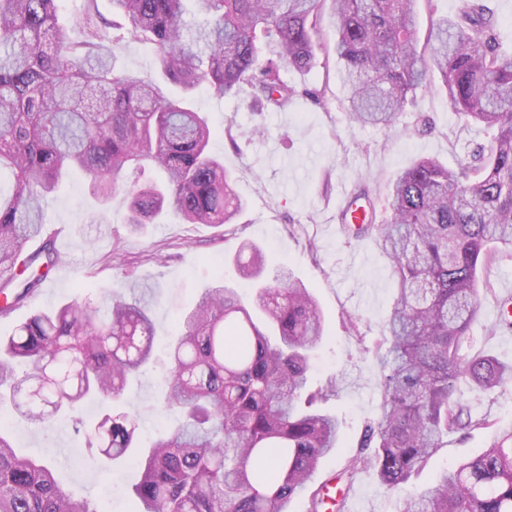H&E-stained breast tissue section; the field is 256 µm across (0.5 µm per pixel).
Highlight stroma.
<instances>
[{"label": "stroma", "mask_w": 512, "mask_h": 512, "mask_svg": "<svg viewBox=\"0 0 512 512\" xmlns=\"http://www.w3.org/2000/svg\"><path fill=\"white\" fill-rule=\"evenodd\" d=\"M319 31L312 69L281 71L298 90L287 108L261 107L245 91L221 98L201 87L191 98L193 107L208 116L215 130L210 149L223 158L243 201L234 223L186 224L168 211L134 232L125 223V190H117L102 210L91 195L89 178L71 174L45 203L47 228L61 229L70 240L62 252L64 277L43 283L22 306L0 314L4 337L33 313L73 300L100 303L130 285H150L155 360L126 394L129 408L139 414L138 436L145 443L171 424L162 403L164 349L179 336L180 320L201 291L220 278L248 293L232 264L245 241L262 248L268 268L288 265L315 296L325 319L308 385H335L336 394L325 408L341 422L340 448L321 463L289 512H309L313 491L357 453L366 424L379 414L380 367L373 348L389 336L386 321L395 286L389 261L374 241L335 232L342 190H369L381 224L389 216V186L413 161L430 157L455 169L493 140L485 125L455 117L436 79L417 91L395 127L351 124L330 11L322 12ZM496 320L494 298L483 299L470 344L510 363L512 331L492 332ZM8 426L16 448L50 464L64 487L99 502L105 512H132L128 490L140 474L135 460L106 470L69 420L34 426L14 415ZM491 436L488 429L464 438L449 435L402 491L386 489L373 469H364L355 476L350 494L360 500L363 512H401L406 493L427 488L440 469L480 454Z\"/></svg>", "instance_id": "stroma-1"}]
</instances>
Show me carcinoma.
Segmentation results:
<instances>
[{
    "label": "carcinoma",
    "mask_w": 512,
    "mask_h": 512,
    "mask_svg": "<svg viewBox=\"0 0 512 512\" xmlns=\"http://www.w3.org/2000/svg\"><path fill=\"white\" fill-rule=\"evenodd\" d=\"M58 2L0 0V172L13 178L11 192L0 191L1 312L57 265L44 203L73 170L103 202L136 174L126 219L135 231L167 209L187 224L232 223L242 200L208 151L212 129L189 97L203 84L220 97L246 86L254 99L287 107L296 89L280 63L311 65L329 2L354 121L396 125L432 71L460 118L496 129L488 151L457 170L429 158L407 167L390 188L387 223L345 225L351 238L375 237L397 291L389 345L376 349L380 413L337 478L372 466L382 486L399 489L448 434L493 426L464 399L512 383V364L469 345L482 297L495 295L488 263L512 249V50L488 0H462L459 18L440 20L421 49L415 0H193L205 16L195 28L184 19L188 0H111L110 20L84 0L67 27ZM124 42L155 45L161 79L117 69ZM163 83L182 95L169 96ZM235 265L252 282L251 299L215 282L169 348L166 407L175 422L142 451L134 512H288L338 448V419L314 403L334 386L301 401L323 335L316 300L289 270L265 277L255 244L241 245ZM150 301L151 287L134 286L102 308L65 303L35 313L0 337V419L18 413L41 424L97 397L103 415L75 421V431L108 462L139 450L137 418L120 402L154 355ZM0 512L104 510L19 454L0 424ZM403 512H512V426L406 496Z\"/></svg>",
    "instance_id": "carcinoma-1"
}]
</instances>
